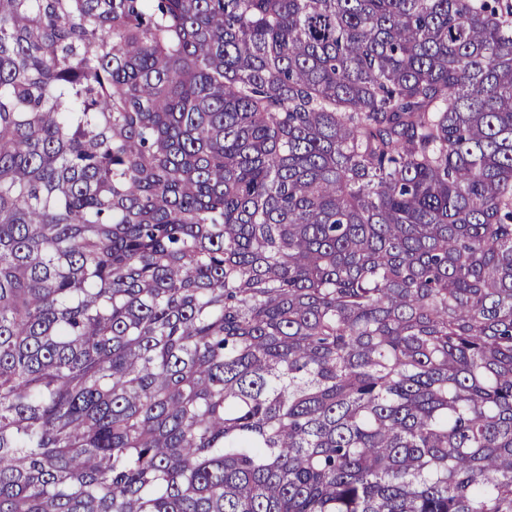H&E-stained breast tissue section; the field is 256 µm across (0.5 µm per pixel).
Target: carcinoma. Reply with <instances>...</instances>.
Here are the masks:
<instances>
[{"label":"carcinoma","mask_w":512,"mask_h":512,"mask_svg":"<svg viewBox=\"0 0 512 512\" xmlns=\"http://www.w3.org/2000/svg\"><path fill=\"white\" fill-rule=\"evenodd\" d=\"M0 512H512V0H0Z\"/></svg>","instance_id":"1"}]
</instances>
